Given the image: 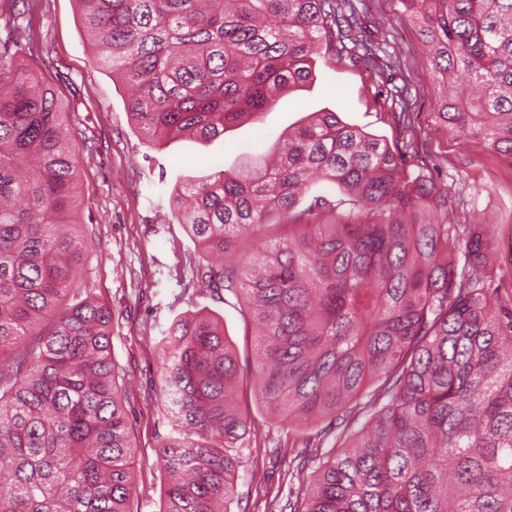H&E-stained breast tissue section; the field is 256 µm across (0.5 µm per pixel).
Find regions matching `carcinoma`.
I'll return each mask as SVG.
<instances>
[{
    "instance_id": "cac0c4a2",
    "label": "carcinoma",
    "mask_w": 512,
    "mask_h": 512,
    "mask_svg": "<svg viewBox=\"0 0 512 512\" xmlns=\"http://www.w3.org/2000/svg\"><path fill=\"white\" fill-rule=\"evenodd\" d=\"M94 58L149 145L214 140L364 46L351 0H78ZM441 88L436 121L512 160V0H402ZM318 180L324 190L308 193ZM75 134L28 67L0 86V512H133L135 450L112 312L78 285ZM386 141L313 112L288 140L177 186L171 221L210 294L257 329L243 372L224 322L160 342L171 421L158 512H226L249 447L243 398L307 431L293 512H512V297L481 224Z\"/></svg>"
}]
</instances>
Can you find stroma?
Listing matches in <instances>:
<instances>
[{
    "instance_id": "1",
    "label": "stroma",
    "mask_w": 512,
    "mask_h": 512,
    "mask_svg": "<svg viewBox=\"0 0 512 512\" xmlns=\"http://www.w3.org/2000/svg\"><path fill=\"white\" fill-rule=\"evenodd\" d=\"M379 44L377 60L336 51L318 62L311 85L283 95L258 121L225 132L211 144L193 139L149 148L124 104V90L92 52L77 0H0V79L27 66L53 84L77 133L84 202L79 218L86 242L82 281L112 312V349L129 381V417L136 462L137 512H155L163 473L156 462L159 438L170 430L159 398L158 341L176 315L208 308L224 319V331L241 367L255 361V336L239 303L187 285L203 256L181 225L168 223V197L176 177L207 176L266 151L308 113L335 112L345 123L408 147L412 165L431 171L460 203L451 221L491 224L496 240L512 237V161L471 139L436 125L439 88L423 45L401 0H354ZM31 24L32 41L17 42L14 24ZM410 114L400 127L395 113ZM254 436L242 452L231 512H271L286 500L288 465L300 439L290 427L250 409Z\"/></svg>"
}]
</instances>
